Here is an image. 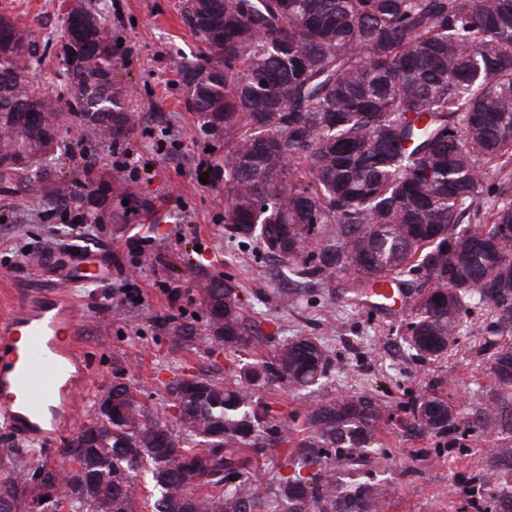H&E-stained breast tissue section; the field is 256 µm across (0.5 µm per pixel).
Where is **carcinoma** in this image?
I'll list each match as a JSON object with an SVG mask.
<instances>
[{
	"instance_id": "carcinoma-1",
	"label": "carcinoma",
	"mask_w": 512,
	"mask_h": 512,
	"mask_svg": "<svg viewBox=\"0 0 512 512\" xmlns=\"http://www.w3.org/2000/svg\"><path fill=\"white\" fill-rule=\"evenodd\" d=\"M201 43L182 65L199 129L224 134V232L253 241L301 285L354 278L360 296L393 277L417 288L405 343L421 359L448 355L474 312L488 315V401L467 413L431 393L414 424L433 435L477 434L493 445L474 482V512H512V0H183ZM56 58L68 111L25 79L36 43L0 14V180L49 201L66 190L40 160L72 123L111 140L130 123L113 79L106 19L88 0L62 20ZM102 200L112 180L84 171L76 184ZM203 295L212 349L260 344L237 283L211 277ZM335 360L316 336L283 343L243 373L306 387ZM52 466L0 448V512H137L131 487L146 472L151 512H379L386 490L370 476L342 481L332 462L367 465L387 407L340 395L305 410L300 437L261 494L249 458L281 435L268 407L242 385L201 376L168 387L175 424L119 380Z\"/></svg>"
}]
</instances>
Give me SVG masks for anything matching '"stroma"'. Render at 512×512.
Here are the masks:
<instances>
[{
	"label": "stroma",
	"instance_id": "obj_1",
	"mask_svg": "<svg viewBox=\"0 0 512 512\" xmlns=\"http://www.w3.org/2000/svg\"><path fill=\"white\" fill-rule=\"evenodd\" d=\"M181 2L91 0L119 42L114 78L134 120L120 144L138 155L140 172L113 168L114 141L67 126L49 165L62 178H76L85 160L94 159L113 183L102 206L91 205L76 189L56 204L0 181V317L17 290L37 283L43 255L68 243L75 214L84 213L91 224L90 247L114 250L128 239L149 238L144 254L123 256V271L85 291L89 302L79 346L93 383L78 396L79 419L93 416L97 400L118 377L141 403L171 418L167 387L173 380L199 375L229 381L241 367L272 356L282 342L317 336L336 359L320 386L256 384L250 388L253 398L268 403L285 426L331 396L378 399L388 407L377 435L386 456L372 466L373 478L390 489L383 512H463L460 488L478 473L490 443L418 431L410 406L432 389L450 392L464 410L481 403L482 336L462 337L441 359L418 360L404 342L406 318L378 317L331 297L326 287L299 286L287 266L257 244L227 237L224 138L197 129L185 104L180 67L194 61L200 43L183 20ZM60 3L0 0V12L14 16L38 46L31 85L62 99L66 79L55 56ZM131 270L141 291L137 298L122 291ZM211 276L237 281L244 316L263 336L260 346L232 352L203 345L206 311L195 284ZM170 287L183 293L178 305L169 302ZM180 323L195 335L184 347L172 338Z\"/></svg>",
	"mask_w": 512,
	"mask_h": 512
}]
</instances>
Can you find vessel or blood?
<instances>
[{
  "instance_id": "1",
  "label": "vessel or blood",
  "mask_w": 512,
  "mask_h": 512,
  "mask_svg": "<svg viewBox=\"0 0 512 512\" xmlns=\"http://www.w3.org/2000/svg\"><path fill=\"white\" fill-rule=\"evenodd\" d=\"M41 270L46 287L21 295L0 319V428L38 446L72 425L75 396L90 377L78 346L83 299L76 289L111 278L112 262L104 250L73 247L44 256ZM358 304L400 316L414 296L386 279Z\"/></svg>"
}]
</instances>
